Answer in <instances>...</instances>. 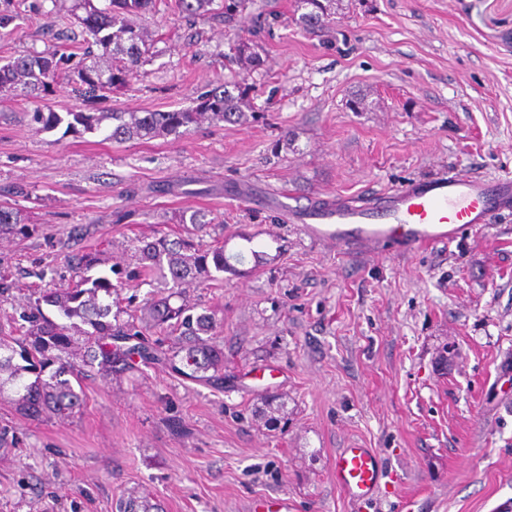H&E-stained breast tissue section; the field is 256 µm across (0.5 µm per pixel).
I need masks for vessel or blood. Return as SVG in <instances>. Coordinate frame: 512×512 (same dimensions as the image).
<instances>
[{
  "mask_svg": "<svg viewBox=\"0 0 512 512\" xmlns=\"http://www.w3.org/2000/svg\"><path fill=\"white\" fill-rule=\"evenodd\" d=\"M510 211L511 177L448 171L380 193L368 205L292 207L288 221L320 240L359 247L375 243L405 254L461 241ZM383 477L374 449L338 450L332 478L348 502L359 506L375 500Z\"/></svg>",
  "mask_w": 512,
  "mask_h": 512,
  "instance_id": "obj_1",
  "label": "vessel or blood"
}]
</instances>
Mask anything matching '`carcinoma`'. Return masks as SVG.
Returning <instances> with one entry per match:
<instances>
[{"mask_svg":"<svg viewBox=\"0 0 512 512\" xmlns=\"http://www.w3.org/2000/svg\"><path fill=\"white\" fill-rule=\"evenodd\" d=\"M103 8L93 0H73L72 12L82 29L81 61L70 65L73 54L58 49L29 51L0 65V94L14 98H45L55 86L66 83L82 98L85 109L63 114L45 106L30 113L31 121L44 128L63 123L67 129L96 133L105 120L112 121L107 140H143L182 136L202 119L227 120L244 116L241 98L218 85L190 108L165 112H106L102 104L129 77L149 62L144 32L131 17L149 13L153 0H106ZM215 0H175L182 12L207 18ZM309 11L300 22L311 25L327 16L323 0H299ZM234 58L243 64L256 60L252 44L240 40ZM25 223L20 211L0 204V233L12 232ZM140 276L167 292L129 311L127 319L112 314V296L127 283L92 273L94 260L87 253H73L68 262L74 277L52 288H35L28 306L9 326L0 325V392L11 386L18 394L20 412L28 417H70L83 405L82 379L109 377L142 364H163L172 373L224 390V352L213 341L216 325L207 314L191 313V306H177L187 282H218L224 273L234 274L224 252V242L205 243L193 236L169 240L164 236L142 240L138 248ZM57 308L62 323L46 316L42 305ZM86 349L82 365L70 360L74 344L71 330L77 324ZM174 346L163 348L164 339ZM34 380H28V376Z\"/></svg>","mask_w":512,"mask_h":512,"instance_id":"obj_1","label":"carcinoma"}]
</instances>
